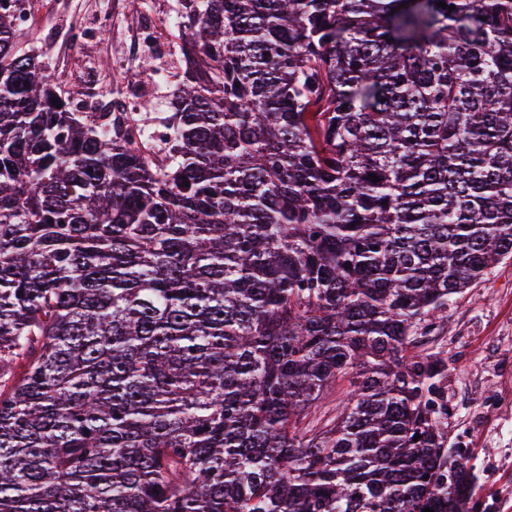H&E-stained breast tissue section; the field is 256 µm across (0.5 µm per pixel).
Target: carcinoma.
<instances>
[{"label": "carcinoma", "mask_w": 512, "mask_h": 512, "mask_svg": "<svg viewBox=\"0 0 512 512\" xmlns=\"http://www.w3.org/2000/svg\"><path fill=\"white\" fill-rule=\"evenodd\" d=\"M436 2L181 0L153 147L0 0V512H474L415 348L512 258V0ZM348 383H339L328 391L325 399L322 400L321 404L315 410L313 419H319L322 422L325 419L331 418L336 415L343 398L344 391L347 389Z\"/></svg>", "instance_id": "1"}]
</instances>
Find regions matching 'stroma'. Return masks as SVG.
<instances>
[{"label":"stroma","mask_w":512,"mask_h":512,"mask_svg":"<svg viewBox=\"0 0 512 512\" xmlns=\"http://www.w3.org/2000/svg\"><path fill=\"white\" fill-rule=\"evenodd\" d=\"M34 13L35 23L21 33L19 42L42 56L52 76L99 98L125 92L139 60L115 41L117 32L129 30L135 19L127 0H35ZM104 15L112 20L110 29L97 32L77 55L56 51L73 24L92 27ZM163 68L164 84L141 85L146 99L141 114L152 126L173 110L181 70L178 54L170 53ZM423 348L454 358L446 382L447 447H459L461 423L479 415L487 425L473 432L470 464L476 470L500 464L512 448V412L485 410L484 401L501 390L503 376L512 368V258L492 268L482 283L449 306Z\"/></svg>","instance_id":"stroma-1"}]
</instances>
